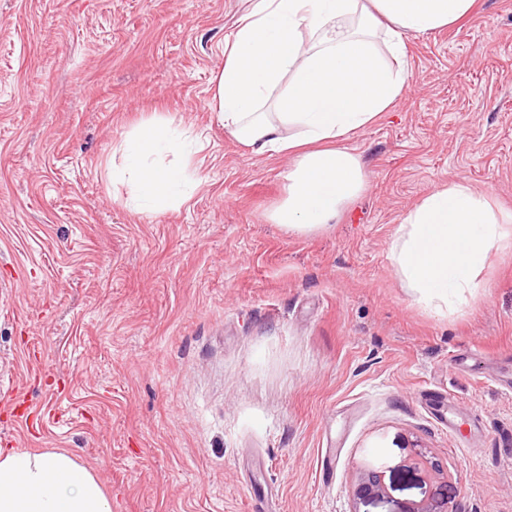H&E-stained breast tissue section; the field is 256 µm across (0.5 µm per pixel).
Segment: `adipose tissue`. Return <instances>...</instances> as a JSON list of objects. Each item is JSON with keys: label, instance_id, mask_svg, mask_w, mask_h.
Here are the masks:
<instances>
[{"label": "adipose tissue", "instance_id": "adipose-tissue-1", "mask_svg": "<svg viewBox=\"0 0 512 512\" xmlns=\"http://www.w3.org/2000/svg\"><path fill=\"white\" fill-rule=\"evenodd\" d=\"M474 0H252L224 41L212 106L247 152L284 155L283 193L271 223L298 234L335 221L365 188L360 156L347 146L402 94L405 40L448 27ZM135 210L165 211L189 197L193 149L162 121L119 146ZM170 154L173 167L152 165ZM512 239V213L455 183L403 217L390 259L418 301L447 311L475 288L490 250ZM0 512H112L96 477L63 453L0 448Z\"/></svg>", "mask_w": 512, "mask_h": 512}]
</instances>
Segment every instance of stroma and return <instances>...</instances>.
Instances as JSON below:
<instances>
[{
  "mask_svg": "<svg viewBox=\"0 0 512 512\" xmlns=\"http://www.w3.org/2000/svg\"><path fill=\"white\" fill-rule=\"evenodd\" d=\"M250 7L0 0V373L49 411L27 438L0 409V448L71 454L112 512H512V247L442 315L390 259L440 186L512 212V0L407 37V88L349 142L363 193L308 234L268 220L287 158L210 106ZM152 119L199 138L202 181L137 213L113 153ZM367 462L388 493L359 503Z\"/></svg>",
  "mask_w": 512,
  "mask_h": 512,
  "instance_id": "1",
  "label": "stroma"
}]
</instances>
